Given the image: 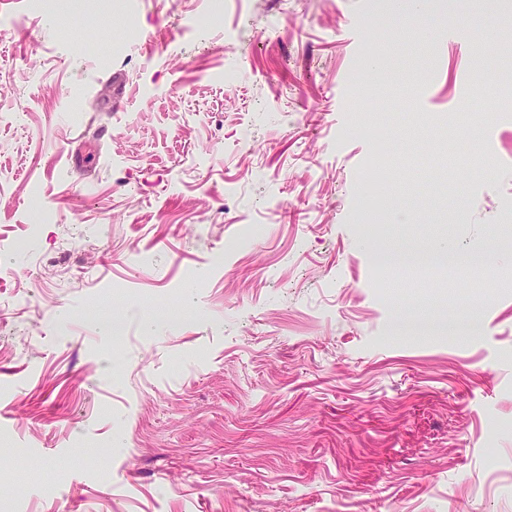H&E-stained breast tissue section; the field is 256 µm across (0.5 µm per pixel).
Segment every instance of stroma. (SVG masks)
<instances>
[{
  "label": "stroma",
  "instance_id": "obj_1",
  "mask_svg": "<svg viewBox=\"0 0 512 512\" xmlns=\"http://www.w3.org/2000/svg\"><path fill=\"white\" fill-rule=\"evenodd\" d=\"M82 2L0 0V252L38 240L0 281V512H512V31ZM432 241L499 282L374 288Z\"/></svg>",
  "mask_w": 512,
  "mask_h": 512
}]
</instances>
